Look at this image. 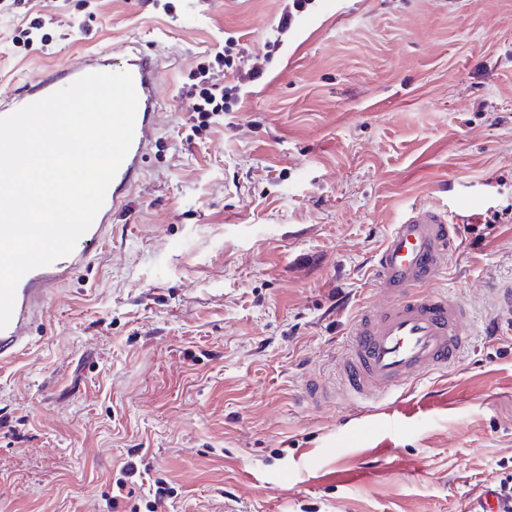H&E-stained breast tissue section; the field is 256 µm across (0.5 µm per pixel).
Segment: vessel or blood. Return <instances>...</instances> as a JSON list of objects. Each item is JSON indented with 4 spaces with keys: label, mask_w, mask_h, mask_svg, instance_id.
I'll return each mask as SVG.
<instances>
[{
    "label": "vessel or blood",
    "mask_w": 512,
    "mask_h": 512,
    "mask_svg": "<svg viewBox=\"0 0 512 512\" xmlns=\"http://www.w3.org/2000/svg\"><path fill=\"white\" fill-rule=\"evenodd\" d=\"M101 55L89 54L54 68L22 95L0 105L10 115L71 84L81 76L106 71ZM125 69L138 96L131 149L111 183L92 226L81 237L82 250L29 271L18 283L11 319L0 329V363L18 357L30 343L33 320L54 288L65 283L105 240L112 216L127 203L142 172V161L155 139L160 73L155 59L138 48L126 53ZM459 248L456 225L446 212L412 205L393 226L375 258L385 299L356 319L346 353L338 364L343 394L350 405L372 408L403 393L421 378L455 366L476 334L472 311L435 282L448 270Z\"/></svg>",
    "instance_id": "b4317fda"
}]
</instances>
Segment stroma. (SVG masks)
<instances>
[{
	"label": "stroma",
	"instance_id": "obj_1",
	"mask_svg": "<svg viewBox=\"0 0 512 512\" xmlns=\"http://www.w3.org/2000/svg\"><path fill=\"white\" fill-rule=\"evenodd\" d=\"M285 4L0 0V97L134 44L162 88L127 207L0 365V512H111L129 464L170 489L158 512H474L512 466L495 300L512 280V0H312L300 40L277 31ZM39 22L43 50L25 42ZM231 35L264 79L192 131L198 67L233 81L214 62ZM418 202L458 227L436 287L479 335L390 431L342 399L335 366L383 299L375 252Z\"/></svg>",
	"mask_w": 512,
	"mask_h": 512
}]
</instances>
